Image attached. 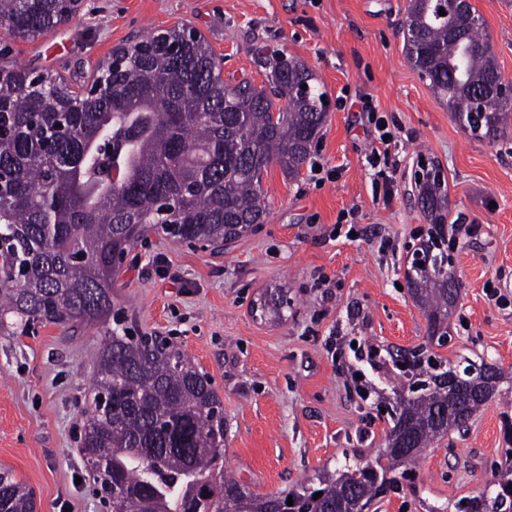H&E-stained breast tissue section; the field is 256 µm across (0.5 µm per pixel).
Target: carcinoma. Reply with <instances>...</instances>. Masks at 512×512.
<instances>
[{
	"instance_id": "1",
	"label": "carcinoma",
	"mask_w": 512,
	"mask_h": 512,
	"mask_svg": "<svg viewBox=\"0 0 512 512\" xmlns=\"http://www.w3.org/2000/svg\"><path fill=\"white\" fill-rule=\"evenodd\" d=\"M68 0H0V29L37 38L69 21ZM452 13L436 0H410L403 36L414 68L433 95L456 112L479 99L476 136L495 141L512 99L484 95L500 70L482 29L455 35ZM269 88L224 82L205 36L176 25L112 50L98 63L92 97L60 75L0 65V241L11 256L0 269V329L32 320L60 326L95 324L112 309L119 267L149 232L175 239L227 243L265 222L261 181L276 165L299 175L325 122V93L298 59L252 50ZM308 86L303 94L300 87ZM417 200L434 254L447 222L440 174L423 176ZM407 288L434 336L455 311L448 280L436 267L407 273ZM95 397L85 410L83 447L111 466L120 493L112 512H352L371 508L399 487L396 470L415 463L384 449L334 476H316L268 496L224 473V419L209 376L164 338L113 330L98 349ZM420 376L432 374L424 351H413ZM112 406H101V394ZM489 398L465 395L448 411L441 385L402 399L392 427L426 448L467 426ZM322 493L314 499L316 493ZM293 499V505L287 500ZM459 512L512 510V464L491 493L457 504ZM0 512H35L33 491L0 468Z\"/></svg>"
}]
</instances>
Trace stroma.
Instances as JSON below:
<instances>
[{"instance_id":"35a3bbf8","label":"stroma","mask_w":512,"mask_h":512,"mask_svg":"<svg viewBox=\"0 0 512 512\" xmlns=\"http://www.w3.org/2000/svg\"><path fill=\"white\" fill-rule=\"evenodd\" d=\"M409 0H81L78 14L35 39L0 33V57L74 85L150 31H200L225 80L265 87L251 47L301 60L329 99L311 158L295 179L270 167L269 213L238 241L201 251L149 233L126 257L113 312L168 337L207 373L226 423L224 468L255 493L309 482L374 459L389 428L355 372L402 389L397 369L365 352L422 348L452 361L487 362L509 377L470 420L420 454L412 478L370 512H455L504 465L512 423V119L501 140L473 135L430 92L410 62L402 24ZM502 74L512 78V0H473ZM395 134L385 184L366 157L376 119ZM443 171L451 218L476 225L454 239L462 296L447 344L432 341L405 290L406 247L425 236L413 172ZM287 294L282 317L259 298ZM113 321L0 331V467L34 492L36 512H106L79 450L93 398L95 353Z\"/></svg>"}]
</instances>
